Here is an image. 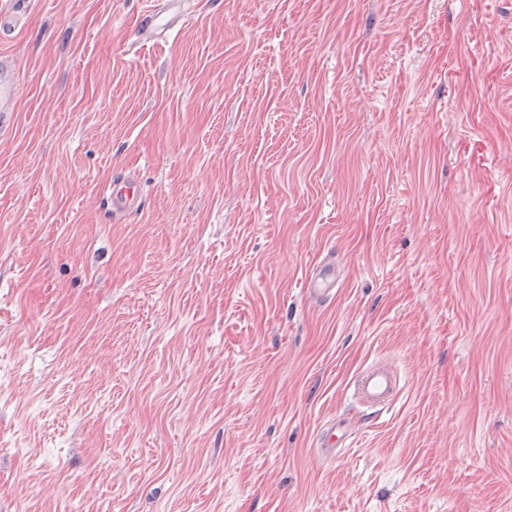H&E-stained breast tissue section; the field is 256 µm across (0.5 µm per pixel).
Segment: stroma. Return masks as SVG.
<instances>
[{"label": "stroma", "mask_w": 512, "mask_h": 512, "mask_svg": "<svg viewBox=\"0 0 512 512\" xmlns=\"http://www.w3.org/2000/svg\"><path fill=\"white\" fill-rule=\"evenodd\" d=\"M147 2L0 40V512H512V0ZM187 0H153L139 15L129 44L143 49L167 42L170 33L186 21ZM17 67L9 56L0 54V135L10 127L11 120L18 112ZM105 195L106 209L112 218L121 217L138 207L141 200L139 183L130 173L113 177L107 185ZM339 273L336 261L330 257L324 258L305 284L304 293L307 301L316 307L331 302L337 293ZM401 377L384 360L365 366L350 382L351 398L360 407L379 413L389 410L402 390ZM351 433L348 424L342 418L328 422L316 437V452L325 460L337 457L342 448L346 447Z\"/></svg>", "instance_id": "obj_1"}]
</instances>
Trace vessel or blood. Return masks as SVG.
Masks as SVG:
<instances>
[{
  "label": "vessel or blood",
  "mask_w": 512,
  "mask_h": 512,
  "mask_svg": "<svg viewBox=\"0 0 512 512\" xmlns=\"http://www.w3.org/2000/svg\"><path fill=\"white\" fill-rule=\"evenodd\" d=\"M188 0H151L139 15L130 45L143 49L167 42L172 31L188 17ZM17 67L9 56L0 54V135L5 134L18 110ZM105 205L112 217L125 215L138 207L140 186L134 175L113 177L105 192ZM339 269L335 260L324 258L307 280L304 293L307 301L317 307L331 302L337 293ZM351 397L360 407L379 413L389 410L402 390L401 377L386 361L365 366L350 382ZM351 431L343 419L325 424L318 433L315 447L326 460L338 456L345 448Z\"/></svg>",
  "instance_id": "1"
}]
</instances>
